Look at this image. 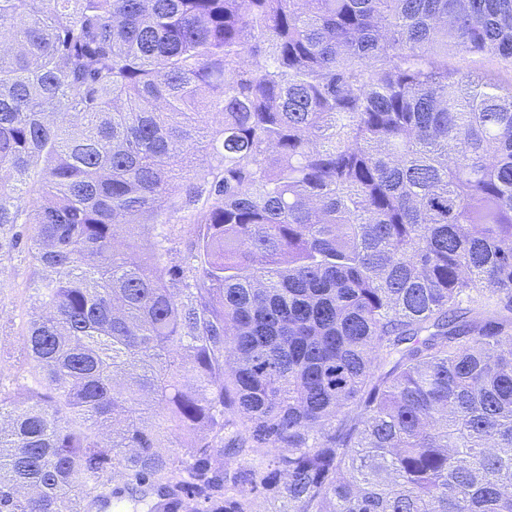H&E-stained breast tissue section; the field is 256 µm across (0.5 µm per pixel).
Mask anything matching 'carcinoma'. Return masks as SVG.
<instances>
[{
	"label": "carcinoma",
	"instance_id": "carcinoma-1",
	"mask_svg": "<svg viewBox=\"0 0 512 512\" xmlns=\"http://www.w3.org/2000/svg\"><path fill=\"white\" fill-rule=\"evenodd\" d=\"M0 37L38 304L0 512H512V0H0Z\"/></svg>",
	"mask_w": 512,
	"mask_h": 512
}]
</instances>
